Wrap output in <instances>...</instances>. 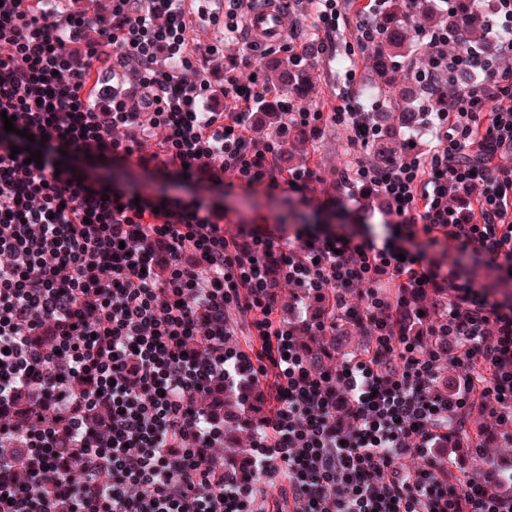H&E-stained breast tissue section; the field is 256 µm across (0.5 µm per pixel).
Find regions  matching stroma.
Wrapping results in <instances>:
<instances>
[{
    "label": "stroma",
    "mask_w": 512,
    "mask_h": 512,
    "mask_svg": "<svg viewBox=\"0 0 512 512\" xmlns=\"http://www.w3.org/2000/svg\"><path fill=\"white\" fill-rule=\"evenodd\" d=\"M322 53L315 59H304L302 66L312 79L311 90L303 97L306 107L329 110L339 96H351L370 112L398 113L402 103L397 97L385 94L376 98L366 95L367 83L376 81L371 68V51L352 49L347 29H339L328 37H318ZM192 41L198 57L204 58L211 84L221 87L225 74H234L240 82L250 83L257 63L265 59L263 48L245 52L244 43L224 35L222 26L207 21L198 22L192 32ZM218 46L215 55H208L209 46ZM153 141L141 143L138 157L127 160L86 157L69 152L63 155L64 165L75 173H88L103 182L135 184L138 193L155 201L179 199L185 202L201 200L222 210L224 230L243 243L251 242L254 235L263 233L283 236L285 242H295L296 228L283 224L281 214L288 204L294 203L306 212L316 214V231L343 230L353 236L372 237L376 245L385 242H403L412 232L410 224L398 217L387 215L384 209L367 208L363 188L347 189L342 175L352 155L359 149L351 144L348 131L334 123H326L309 139L306 154L300 163L311 166L315 179L307 187L292 191L287 185L262 187L260 192L241 189L239 184L216 185L164 173L139 164V157L151 156ZM484 455H469L464 466L478 475L489 467L504 473L512 472V446L503 441L505 433L512 432V421L487 419Z\"/></svg>",
    "instance_id": "35a3bbf8"
}]
</instances>
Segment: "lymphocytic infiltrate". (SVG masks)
<instances>
[{
	"label": "lymphocytic infiltrate",
	"instance_id": "1",
	"mask_svg": "<svg viewBox=\"0 0 512 512\" xmlns=\"http://www.w3.org/2000/svg\"><path fill=\"white\" fill-rule=\"evenodd\" d=\"M314 2L315 31L343 25L358 48L379 46L377 23L348 16L351 0ZM245 6L111 0L99 16L71 0H0V112L44 140L37 165L0 147V512H512L499 472L465 471L456 441L467 435L483 451L481 418L512 415V306L449 273L428 346L407 335L395 307L397 290L429 280L422 254L341 231L286 250L257 235L245 247L203 203L158 209L123 186L56 169V147L130 156L152 138L161 168L302 187L313 170L281 163L290 130L329 120L352 143L376 139L372 113L351 98L326 113L232 75L222 91L230 108H209L215 91L195 65L192 28L208 19L236 34ZM490 12L486 50L449 51L465 38L457 26L417 32L423 76L443 103L428 157L380 165L361 156L343 180L420 221L428 249L480 256L506 276L512 0H491ZM116 70L124 85L112 90L101 78ZM461 71L473 76L462 89ZM269 97L280 121L251 136L252 106ZM281 282L297 299L324 302L317 335L351 324L362 350L333 368L312 361L279 310ZM216 382L269 397L252 437L253 482L208 453L224 440L223 421L200 406ZM19 399L60 423L9 420ZM408 455L422 467L404 470Z\"/></svg>",
	"mask_w": 512,
	"mask_h": 512
}]
</instances>
